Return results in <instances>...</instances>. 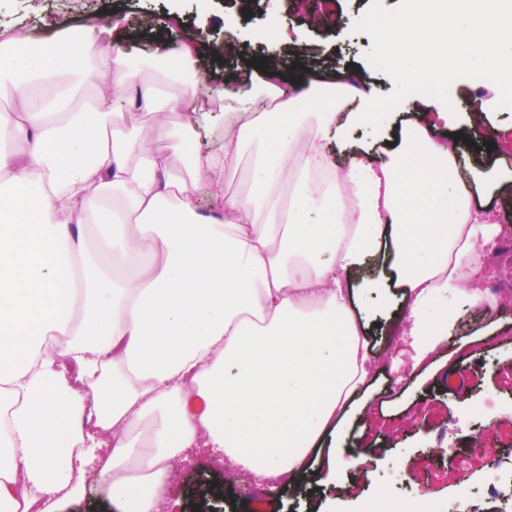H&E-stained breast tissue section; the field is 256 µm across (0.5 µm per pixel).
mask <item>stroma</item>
I'll use <instances>...</instances> for the list:
<instances>
[{
	"label": "stroma",
	"instance_id": "stroma-1",
	"mask_svg": "<svg viewBox=\"0 0 512 512\" xmlns=\"http://www.w3.org/2000/svg\"><path fill=\"white\" fill-rule=\"evenodd\" d=\"M371 0H335V26L322 19L321 0L296 10L292 0H257L241 10L237 0H0V28L38 27L42 41L67 29L118 15L122 22L96 51H124L148 63L174 65L183 43L202 53L193 71L200 90L220 87L226 69L257 55L288 69L296 54L307 55L312 78L354 72L361 84L388 94L394 83L367 61L370 37L355 25ZM178 11V30L160 24ZM283 25L291 39L268 43L259 36L263 20ZM236 43L228 60L210 58L211 45ZM485 103L479 122L468 103ZM458 112L454 127L438 126L433 136H461L469 145L461 173L471 177L486 164L476 145L486 135L512 142V108L499 107L496 85L459 79L449 88ZM509 178L492 190H477L474 204L491 210L502 227L493 253L468 287L489 291L492 310L468 309L447 340L415 372L393 369L392 329L411 325L400 289L379 287L382 267L367 257L353 278L368 340L377 354L368 387L354 397L338 435H327L304 479H269L264 494L229 460L212 451L206 432L169 466L167 495L157 512H352L356 503L383 493L430 508L431 512H512L503 491L512 480V149L500 161ZM77 494L60 500L58 512H125L97 467L84 468Z\"/></svg>",
	"mask_w": 512,
	"mask_h": 512
}]
</instances>
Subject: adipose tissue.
Masks as SVG:
<instances>
[{
  "label": "adipose tissue",
  "instance_id": "obj_1",
  "mask_svg": "<svg viewBox=\"0 0 512 512\" xmlns=\"http://www.w3.org/2000/svg\"><path fill=\"white\" fill-rule=\"evenodd\" d=\"M195 61L184 48L180 70L149 77L73 38L0 41L12 89L0 130L17 144L0 151V512H56L95 462L128 512H153L169 462L201 429L249 476L297 478L370 373L350 288L367 254L409 304L414 362L465 308L495 306L463 282L500 233L472 205L473 185L503 181L497 166L460 180L458 149L414 118L381 153L352 154L346 177H317L326 136L380 106L365 87L355 109L329 102L308 121L298 107L325 84L301 64L226 82L224 143L201 157L205 108L183 76ZM164 81L177 115L158 109ZM259 97L274 111L244 112ZM120 101L154 113L152 126H130ZM252 146L251 189L229 192ZM94 427L114 438L108 456Z\"/></svg>",
  "mask_w": 512,
  "mask_h": 512
}]
</instances>
